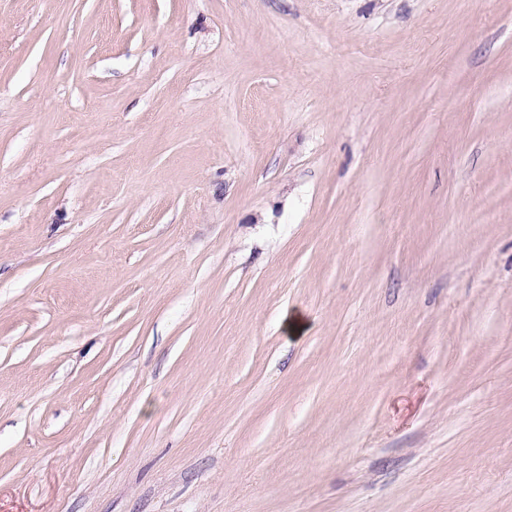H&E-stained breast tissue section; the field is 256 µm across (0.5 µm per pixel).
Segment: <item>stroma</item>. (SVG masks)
I'll return each mask as SVG.
<instances>
[{
	"label": "stroma",
	"instance_id": "35a3bbf8",
	"mask_svg": "<svg viewBox=\"0 0 512 512\" xmlns=\"http://www.w3.org/2000/svg\"><path fill=\"white\" fill-rule=\"evenodd\" d=\"M0 512H512V0H0Z\"/></svg>",
	"mask_w": 512,
	"mask_h": 512
}]
</instances>
